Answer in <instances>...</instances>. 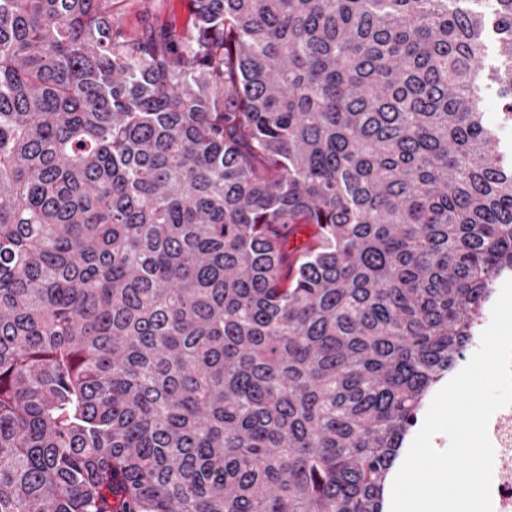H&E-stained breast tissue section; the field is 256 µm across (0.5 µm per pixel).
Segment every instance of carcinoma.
<instances>
[{"label": "carcinoma", "instance_id": "1", "mask_svg": "<svg viewBox=\"0 0 512 512\" xmlns=\"http://www.w3.org/2000/svg\"><path fill=\"white\" fill-rule=\"evenodd\" d=\"M192 2L0 0V512H382L512 274V0ZM116 10L130 34L140 33L145 22L171 29L179 37L193 29L190 0H119ZM488 83H490V87L486 90L483 102V108L484 111L486 112V119L491 125H493L496 128L502 148L509 149L510 153L512 151V127L509 125L500 124L498 118V85L496 83L489 81Z\"/></svg>", "mask_w": 512, "mask_h": 512}]
</instances>
